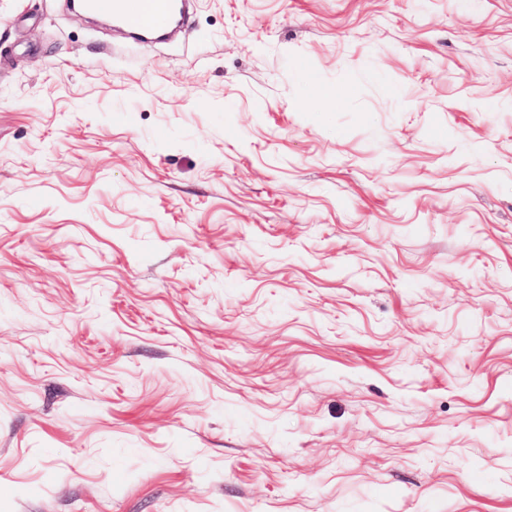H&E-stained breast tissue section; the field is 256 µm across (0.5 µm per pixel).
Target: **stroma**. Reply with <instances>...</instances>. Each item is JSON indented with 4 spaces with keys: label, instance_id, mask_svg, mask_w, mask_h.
Masks as SVG:
<instances>
[{
    "label": "stroma",
    "instance_id": "stroma-1",
    "mask_svg": "<svg viewBox=\"0 0 512 512\" xmlns=\"http://www.w3.org/2000/svg\"><path fill=\"white\" fill-rule=\"evenodd\" d=\"M0 512H512V0H0ZM185 0H84V7L126 26L137 40H158L181 23Z\"/></svg>",
    "mask_w": 512,
    "mask_h": 512
}]
</instances>
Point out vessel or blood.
Segmentation results:
<instances>
[{"mask_svg":"<svg viewBox=\"0 0 512 512\" xmlns=\"http://www.w3.org/2000/svg\"><path fill=\"white\" fill-rule=\"evenodd\" d=\"M87 10L126 26L139 40L164 38L169 29L182 22L186 0H84Z\"/></svg>","mask_w":512,"mask_h":512,"instance_id":"vessel-or-blood-1","label":"vessel or blood"}]
</instances>
